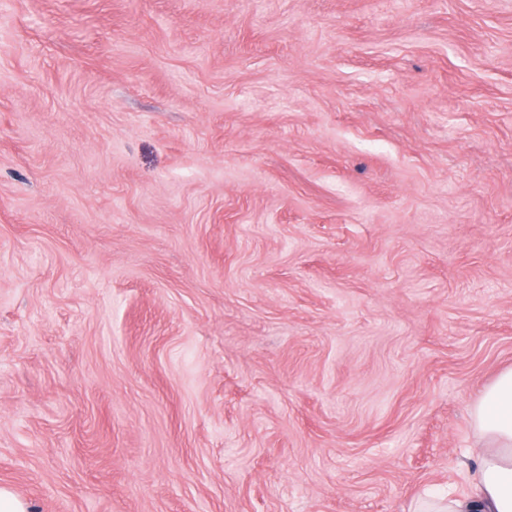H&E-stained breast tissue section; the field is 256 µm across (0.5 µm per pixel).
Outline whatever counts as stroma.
I'll return each instance as SVG.
<instances>
[{"mask_svg": "<svg viewBox=\"0 0 512 512\" xmlns=\"http://www.w3.org/2000/svg\"><path fill=\"white\" fill-rule=\"evenodd\" d=\"M512 367V0H0V487L416 512Z\"/></svg>", "mask_w": 512, "mask_h": 512, "instance_id": "obj_1", "label": "stroma"}]
</instances>
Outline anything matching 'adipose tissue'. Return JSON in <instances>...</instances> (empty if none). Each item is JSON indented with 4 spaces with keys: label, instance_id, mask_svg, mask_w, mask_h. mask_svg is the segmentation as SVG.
I'll use <instances>...</instances> for the list:
<instances>
[{
    "label": "adipose tissue",
    "instance_id": "1",
    "mask_svg": "<svg viewBox=\"0 0 512 512\" xmlns=\"http://www.w3.org/2000/svg\"><path fill=\"white\" fill-rule=\"evenodd\" d=\"M476 437L486 446L473 494L437 512H512V369L502 371L470 409Z\"/></svg>",
    "mask_w": 512,
    "mask_h": 512
}]
</instances>
